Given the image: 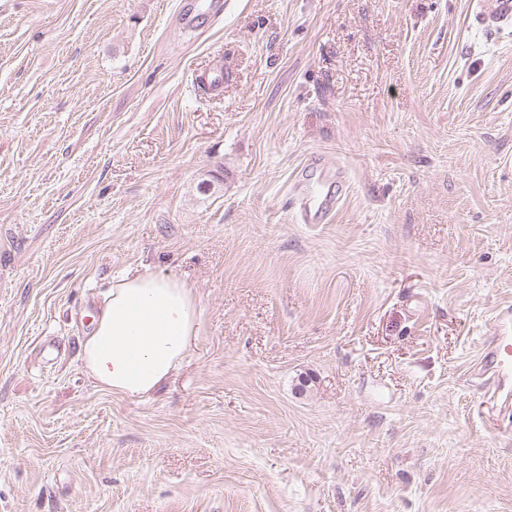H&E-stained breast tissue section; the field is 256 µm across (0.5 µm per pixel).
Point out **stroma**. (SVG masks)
Here are the masks:
<instances>
[{
	"instance_id": "obj_1",
	"label": "stroma",
	"mask_w": 512,
	"mask_h": 512,
	"mask_svg": "<svg viewBox=\"0 0 512 512\" xmlns=\"http://www.w3.org/2000/svg\"><path fill=\"white\" fill-rule=\"evenodd\" d=\"M184 3L0 0V512H512L471 372L512 304V28ZM314 155L349 178L327 224L290 204ZM141 267L201 324L131 400L80 343Z\"/></svg>"
}]
</instances>
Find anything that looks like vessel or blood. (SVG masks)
<instances>
[{"label":"vessel or blood","instance_id":"1","mask_svg":"<svg viewBox=\"0 0 512 512\" xmlns=\"http://www.w3.org/2000/svg\"><path fill=\"white\" fill-rule=\"evenodd\" d=\"M472 22L488 35L512 27V0H475ZM345 195L342 170L331 168L297 179L291 202L303 223L325 224ZM473 372L483 379L491 408L512 415V305L497 310Z\"/></svg>","mask_w":512,"mask_h":512}]
</instances>
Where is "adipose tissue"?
Listing matches in <instances>:
<instances>
[{
  "label": "adipose tissue",
  "instance_id": "adipose-tissue-1",
  "mask_svg": "<svg viewBox=\"0 0 512 512\" xmlns=\"http://www.w3.org/2000/svg\"><path fill=\"white\" fill-rule=\"evenodd\" d=\"M192 285L150 271L125 272L104 292L81 350L98 389L144 399L181 368L199 334Z\"/></svg>",
  "mask_w": 512,
  "mask_h": 512
}]
</instances>
